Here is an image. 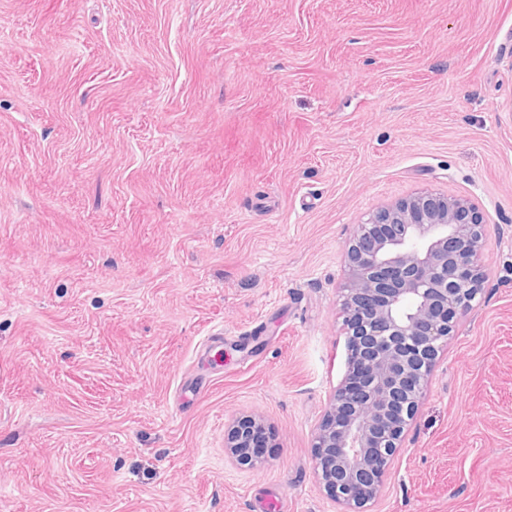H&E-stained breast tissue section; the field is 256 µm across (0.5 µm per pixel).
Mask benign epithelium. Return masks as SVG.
Segmentation results:
<instances>
[{"label": "benign epithelium", "mask_w": 512, "mask_h": 512, "mask_svg": "<svg viewBox=\"0 0 512 512\" xmlns=\"http://www.w3.org/2000/svg\"><path fill=\"white\" fill-rule=\"evenodd\" d=\"M483 217L467 199L424 191L373 211L344 256L345 374L312 440L318 483L338 512H367L425 397L427 383L486 277ZM236 464L272 447L260 417L224 432Z\"/></svg>", "instance_id": "obj_1"}]
</instances>
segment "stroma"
Segmentation results:
<instances>
[{
	"mask_svg": "<svg viewBox=\"0 0 512 512\" xmlns=\"http://www.w3.org/2000/svg\"><path fill=\"white\" fill-rule=\"evenodd\" d=\"M427 189L488 280L369 510L512 512V0H0V512H336L344 252ZM224 447L236 464L256 468L262 463L263 448H271L263 422L250 415L236 419L224 432Z\"/></svg>",
	"mask_w": 512,
	"mask_h": 512,
	"instance_id": "1",
	"label": "stroma"
}]
</instances>
